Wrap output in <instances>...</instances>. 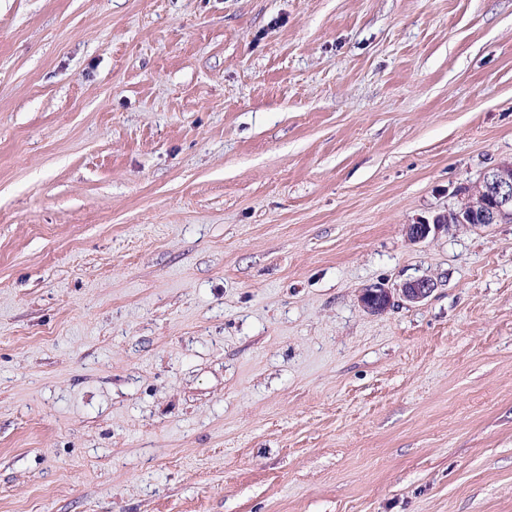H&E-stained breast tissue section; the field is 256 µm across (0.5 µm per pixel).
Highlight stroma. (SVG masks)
<instances>
[{"label":"stroma","mask_w":512,"mask_h":512,"mask_svg":"<svg viewBox=\"0 0 512 512\" xmlns=\"http://www.w3.org/2000/svg\"><path fill=\"white\" fill-rule=\"evenodd\" d=\"M509 159L512 0H0V512H512ZM462 194V204L457 209H449L448 214L436 216L433 224L408 225V238L420 242L431 233L448 232L454 225L497 224L499 220L512 217V160L484 172L467 194ZM477 216L479 224H474ZM433 284L427 278H417L404 283L400 290L401 297L409 303H418L424 300L432 291ZM362 306L370 312H382L393 304V294L383 285L366 288L360 295Z\"/></svg>","instance_id":"35a3bbf8"}]
</instances>
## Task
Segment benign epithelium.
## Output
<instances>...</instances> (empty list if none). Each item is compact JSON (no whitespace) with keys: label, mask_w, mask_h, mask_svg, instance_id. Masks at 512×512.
<instances>
[{"label":"benign epithelium","mask_w":512,"mask_h":512,"mask_svg":"<svg viewBox=\"0 0 512 512\" xmlns=\"http://www.w3.org/2000/svg\"><path fill=\"white\" fill-rule=\"evenodd\" d=\"M512 217V160L483 173L480 180L462 198V204L446 214L436 216L433 223L410 224L408 238L420 242L430 234L448 231L456 225L474 223L494 224ZM433 283L427 278H417L404 283L400 288L401 297L409 303L424 300L432 291ZM362 306L370 312H382L393 304L390 289L378 285L365 289L360 295Z\"/></svg>","instance_id":"obj_1"}]
</instances>
